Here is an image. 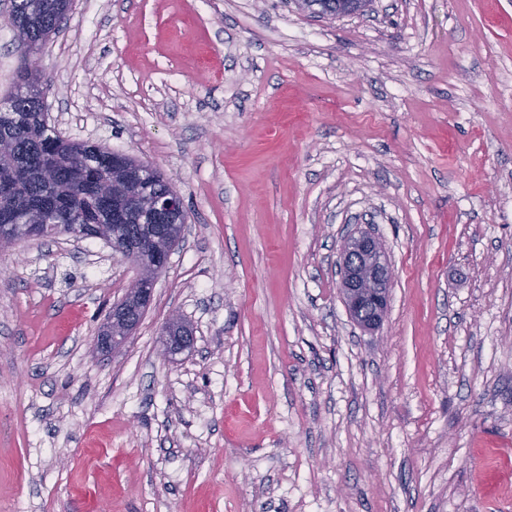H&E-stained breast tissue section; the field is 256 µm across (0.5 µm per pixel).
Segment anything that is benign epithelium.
<instances>
[{
  "mask_svg": "<svg viewBox=\"0 0 512 512\" xmlns=\"http://www.w3.org/2000/svg\"><path fill=\"white\" fill-rule=\"evenodd\" d=\"M185 212L180 193L169 188L155 193L149 201V216L159 224V233L145 249L121 251L117 247V229L101 228L112 237V251L130 261L138 270L125 296L112 305L102 329L94 336V352L106 356L125 346L138 329L154 295L158 275L168 265L171 251L183 238L186 225L164 224L162 220ZM39 224L15 219L8 225V236L0 243L11 245L18 239L38 234ZM340 292L354 321L363 329L374 331L383 324L389 301L393 272L380 240L362 230L348 235L340 249ZM167 353L176 355L194 344L191 329L179 314L170 315L162 327Z\"/></svg>",
  "mask_w": 512,
  "mask_h": 512,
  "instance_id": "obj_1",
  "label": "benign epithelium"
}]
</instances>
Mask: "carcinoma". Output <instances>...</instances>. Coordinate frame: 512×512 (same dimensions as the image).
Returning a JSON list of instances; mask_svg holds the SVG:
<instances>
[{
  "mask_svg": "<svg viewBox=\"0 0 512 512\" xmlns=\"http://www.w3.org/2000/svg\"><path fill=\"white\" fill-rule=\"evenodd\" d=\"M59 0H11L8 23L19 51L45 41L59 31L65 12ZM29 74L17 73L13 92L0 100V216L38 214L48 225L46 235L70 231L79 238L92 236L94 224H130L148 234L142 215L145 192L162 190L164 179L123 183L115 198L99 196V184L112 182V152L95 145L71 144L45 175L51 153L45 143L52 127L46 124L42 102L25 92Z\"/></svg>",
  "mask_w": 512,
  "mask_h": 512,
  "instance_id": "obj_1",
  "label": "carcinoma"
}]
</instances>
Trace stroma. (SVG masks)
I'll use <instances>...</instances> for the list:
<instances>
[{
	"label": "stroma",
	"instance_id": "35a3bbf8",
	"mask_svg": "<svg viewBox=\"0 0 512 512\" xmlns=\"http://www.w3.org/2000/svg\"><path fill=\"white\" fill-rule=\"evenodd\" d=\"M0 0V97L20 57ZM64 138L155 164L184 237L0 248V512H490L512 502V0H74L43 47ZM393 268L362 330L343 237ZM193 346L166 357L171 313ZM184 224H158L159 233L152 239L146 249L124 251L118 249L119 237L116 226L100 227L105 236L112 235V251L130 261L138 270L125 296L112 305L102 329L94 336V352L106 356L113 354L125 346L138 329L144 314L147 312L154 295V287L158 275L168 265L171 251L183 238L186 229Z\"/></svg>",
	"mask_w": 512,
	"mask_h": 512
}]
</instances>
